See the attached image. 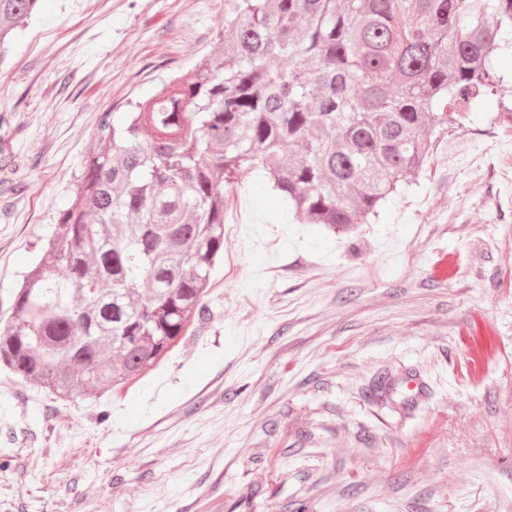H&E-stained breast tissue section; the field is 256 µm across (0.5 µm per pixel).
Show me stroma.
Returning a JSON list of instances; mask_svg holds the SVG:
<instances>
[{"label":"stroma","instance_id":"35a3bbf8","mask_svg":"<svg viewBox=\"0 0 512 512\" xmlns=\"http://www.w3.org/2000/svg\"><path fill=\"white\" fill-rule=\"evenodd\" d=\"M224 0H40L0 65V319L101 113L210 54ZM371 223L299 224L243 174L210 318L70 400L0 367V512H512V54ZM418 375L424 396L383 395Z\"/></svg>","mask_w":512,"mask_h":512}]
</instances>
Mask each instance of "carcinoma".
<instances>
[{
    "instance_id": "carcinoma-1",
    "label": "carcinoma",
    "mask_w": 512,
    "mask_h": 512,
    "mask_svg": "<svg viewBox=\"0 0 512 512\" xmlns=\"http://www.w3.org/2000/svg\"><path fill=\"white\" fill-rule=\"evenodd\" d=\"M37 2L0 0V48ZM503 49L512 0H224L192 77L100 116L0 364L65 399L144 376L207 319L241 175L264 172L303 224H365L499 84Z\"/></svg>"
}]
</instances>
